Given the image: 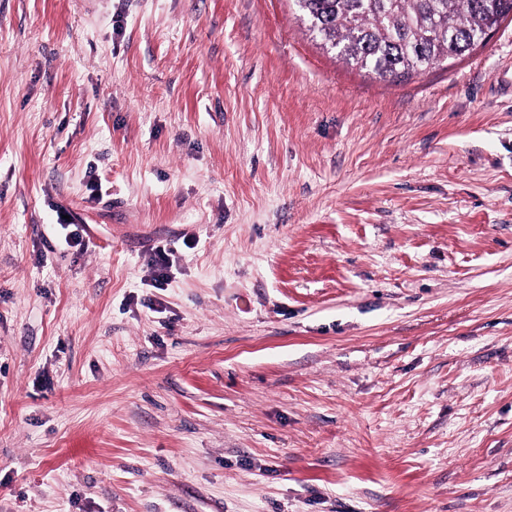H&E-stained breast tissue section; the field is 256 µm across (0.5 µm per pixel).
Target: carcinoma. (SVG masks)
Returning <instances> with one entry per match:
<instances>
[{"label":"carcinoma","instance_id":"cac0c4a2","mask_svg":"<svg viewBox=\"0 0 512 512\" xmlns=\"http://www.w3.org/2000/svg\"><path fill=\"white\" fill-rule=\"evenodd\" d=\"M308 31L346 64L398 79L461 57L512 0H293Z\"/></svg>","mask_w":512,"mask_h":512}]
</instances>
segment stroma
I'll return each mask as SVG.
<instances>
[{
	"mask_svg": "<svg viewBox=\"0 0 512 512\" xmlns=\"http://www.w3.org/2000/svg\"><path fill=\"white\" fill-rule=\"evenodd\" d=\"M0 512H512V17L0 0ZM308 31L347 65L398 79L464 56L512 0H293Z\"/></svg>",
	"mask_w": 512,
	"mask_h": 512,
	"instance_id": "35a3bbf8",
	"label": "stroma"
}]
</instances>
